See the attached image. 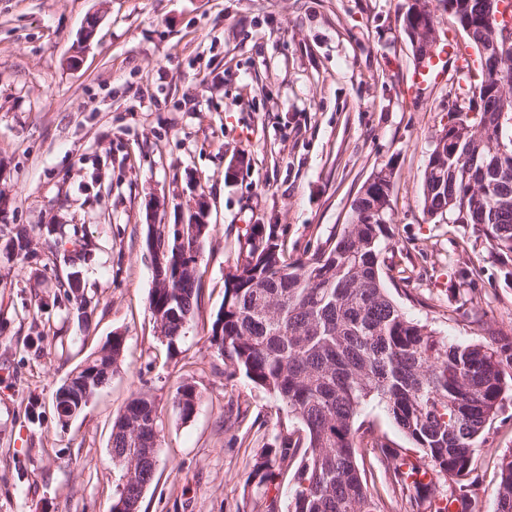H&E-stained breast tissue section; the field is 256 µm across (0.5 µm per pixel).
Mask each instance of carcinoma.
Wrapping results in <instances>:
<instances>
[{
	"mask_svg": "<svg viewBox=\"0 0 512 512\" xmlns=\"http://www.w3.org/2000/svg\"><path fill=\"white\" fill-rule=\"evenodd\" d=\"M474 46L491 39L484 22L492 0H440ZM467 105L448 108L443 126L451 151L429 156L422 184L424 211L466 224L488 251L512 259V135L497 122V111H512V55L486 58L468 70ZM503 143L507 154L495 151ZM479 158L465 168L461 155ZM357 196L351 219L339 235L303 259L288 249L273 227L256 224L238 243L235 272L224 281V304L209 339L224 363L267 390L286 408L296 426L279 433L275 445L252 465L258 484H274L293 470L295 491L288 512H386L369 487L359 451L369 448L391 469L402 489L411 472L400 470L408 449L359 420L361 406L385 405L420 455L415 463L433 475L418 494H431L443 481L457 484L474 471L476 443L512 386V341L493 336L485 343L450 344L426 324L405 316L388 288L383 258L388 228L368 213L375 202L389 206L393 182L377 170ZM507 198L493 207L485 187ZM9 245L27 256L30 235L24 226L11 230ZM184 244L175 248L178 236ZM207 233L164 224L157 240L168 249L154 266L149 309L162 314L160 338L172 348L198 304L199 257ZM56 287L73 297L79 314L87 300L81 279L56 278ZM224 321L222 335L216 324ZM124 349V337H112V354L95 352L84 363L98 364L97 383L112 377ZM186 400L182 415L194 413L199 396L191 386L178 388ZM160 424L152 399L138 394L112 424V462L121 472L112 512H139L145 486L153 480L158 451L145 427ZM495 512H512V451L499 465Z\"/></svg>",
	"mask_w": 512,
	"mask_h": 512,
	"instance_id": "obj_1",
	"label": "carcinoma"
}]
</instances>
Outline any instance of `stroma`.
I'll use <instances>...</instances> for the list:
<instances>
[{
	"label": "stroma",
	"instance_id": "1",
	"mask_svg": "<svg viewBox=\"0 0 512 512\" xmlns=\"http://www.w3.org/2000/svg\"><path fill=\"white\" fill-rule=\"evenodd\" d=\"M404 0H0V512H111L120 473L112 422L133 395L163 430L139 512H287L291 475L269 490L252 461L289 424L274 398L209 341L239 240L275 226L290 257L316 252L351 218L370 174H394L385 263L410 319L457 343L512 336V275L471 227L428 216L422 183L448 122L466 35L432 0L446 81L408 92L415 59ZM96 22L94 38L77 48ZM204 204L209 233L198 307L174 351L149 310L147 222L184 224ZM30 228L33 259L6 243ZM64 225L49 249L39 233ZM84 261L70 264L76 245ZM79 270L91 300L79 325L56 276ZM111 380L69 425L52 397L113 336ZM200 401L191 418L179 386ZM512 449V391L480 438L467 489L494 512ZM387 512H432L363 453Z\"/></svg>",
	"mask_w": 512,
	"mask_h": 512
}]
</instances>
